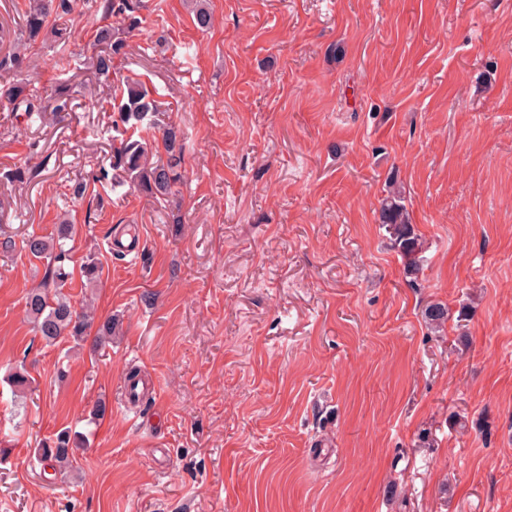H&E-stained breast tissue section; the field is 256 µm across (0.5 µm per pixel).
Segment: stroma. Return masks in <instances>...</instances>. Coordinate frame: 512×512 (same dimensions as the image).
Wrapping results in <instances>:
<instances>
[{
  "label": "stroma",
  "mask_w": 512,
  "mask_h": 512,
  "mask_svg": "<svg viewBox=\"0 0 512 512\" xmlns=\"http://www.w3.org/2000/svg\"><path fill=\"white\" fill-rule=\"evenodd\" d=\"M26 4L0 0V84L83 95L32 120L0 101V512H512V0H207L205 30L193 0H143L105 76L95 0L31 42ZM126 76L181 132L172 201L110 179ZM393 174L414 283L379 222ZM63 217L95 325L48 346L21 240ZM65 428L87 444L56 478L35 450Z\"/></svg>",
  "instance_id": "1"
}]
</instances>
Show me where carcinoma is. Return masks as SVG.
I'll use <instances>...</instances> for the list:
<instances>
[{"label": "carcinoma", "mask_w": 512, "mask_h": 512, "mask_svg": "<svg viewBox=\"0 0 512 512\" xmlns=\"http://www.w3.org/2000/svg\"><path fill=\"white\" fill-rule=\"evenodd\" d=\"M102 9L107 15L127 20L126 30L129 32L140 23L137 16L139 4L134 0H102ZM71 10V0H35L25 10L28 37L32 39L38 36L47 26L51 15L60 16ZM94 46L96 51L90 58L88 69L105 74L112 68L113 58L124 54L126 42L112 30L103 28L97 32ZM70 91L69 86L60 89V103L56 105L22 96L23 89L19 86L7 87L4 98L15 110L25 105L24 112L31 118L42 112L66 111ZM112 99L114 111L117 112L114 125L123 126L126 131L132 130L131 134L119 138V142L112 145L113 170L122 172L133 185L157 198L173 195L176 185L183 179L184 154L178 128L173 124L164 126L159 142L142 136V132L157 127L156 117L162 108L151 97L146 84L138 78L127 79L115 90ZM161 148L165 152L163 157L159 155ZM379 220L386 228L390 247L405 261V272L414 276L419 274L426 244L411 224L405 195L397 183V177L393 175L389 178V190L380 203ZM73 234L74 225L64 221L49 236L32 233L22 240V248L29 255L46 261L42 287L28 293L25 313L36 333L48 344H55L66 337L79 339L91 326L89 315L77 311L70 297L64 293V288L72 279L71 273L65 269V262L70 258L66 244ZM424 318L430 327L440 329L448 320V310L445 305L434 302L426 306ZM83 446L80 435L62 431L52 442L42 444L38 455L54 473L64 474L74 470L75 450Z\"/></svg>", "instance_id": "carcinoma-1"}]
</instances>
